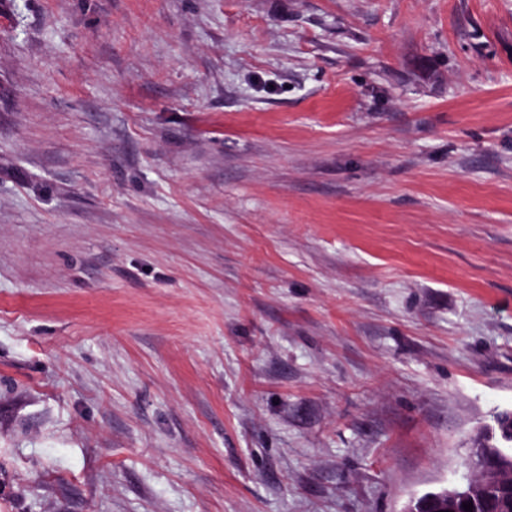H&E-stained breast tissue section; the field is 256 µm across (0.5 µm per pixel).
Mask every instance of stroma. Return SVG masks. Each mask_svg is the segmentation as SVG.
Returning a JSON list of instances; mask_svg holds the SVG:
<instances>
[{"instance_id":"35a3bbf8","label":"stroma","mask_w":512,"mask_h":512,"mask_svg":"<svg viewBox=\"0 0 512 512\" xmlns=\"http://www.w3.org/2000/svg\"><path fill=\"white\" fill-rule=\"evenodd\" d=\"M512 409V0H0V512H401Z\"/></svg>"}]
</instances>
